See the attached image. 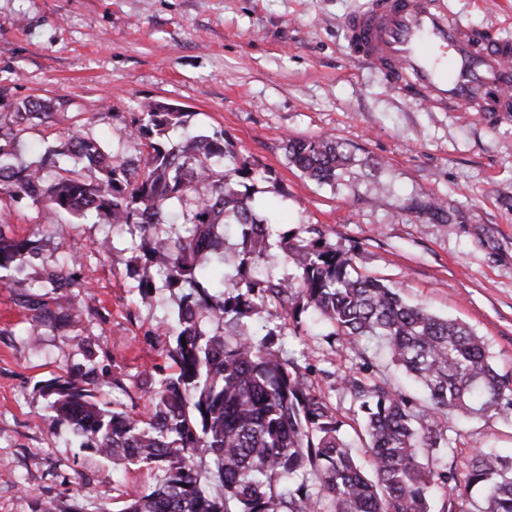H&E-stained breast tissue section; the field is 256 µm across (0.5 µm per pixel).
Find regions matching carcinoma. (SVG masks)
<instances>
[{"label": "carcinoma", "instance_id": "carcinoma-1", "mask_svg": "<svg viewBox=\"0 0 512 512\" xmlns=\"http://www.w3.org/2000/svg\"><path fill=\"white\" fill-rule=\"evenodd\" d=\"M157 105L143 102L128 117L116 114L144 147L135 161L76 132L47 147L34 167L11 163V146L40 115V100L24 104L12 125L0 127L1 194L53 213L93 215L115 230L138 226L139 293L147 298L159 283L180 292L166 329L176 336L166 352L171 370L147 374V412L100 407L85 378L44 386L53 421L69 426L80 448L162 472L153 486L126 493L120 512H472L475 487L484 495L478 512H512V455L478 450L460 466L442 425L450 414L512 415V373L497 370L485 339L406 301L380 279L352 276V257L327 243L320 229L298 237L259 216L250 191L238 189L255 171L242 164L217 172L235 161L224 130L174 148L170 141L186 125V113L177 107L159 112ZM288 154L319 181L335 179L350 161L345 146L327 137L292 139ZM67 159L87 161L94 181ZM223 224L239 228V249L231 256L217 233ZM272 236L297 265L291 280L252 274L270 258ZM30 251L29 240L0 223L1 287L26 280ZM230 261L237 278L226 284L215 267ZM77 267L46 272L40 287L80 286ZM260 312L289 320L297 333L314 317L337 350L363 357L357 370L340 376V385L357 409L367 465L353 456L345 422L308 367L283 354L274 329L259 337L248 330L247 320ZM373 339L386 345L394 367L425 388L426 401L397 387L366 357ZM198 461L212 464L221 492L207 489ZM438 490L445 495L435 511ZM40 512L81 508L49 500Z\"/></svg>", "mask_w": 512, "mask_h": 512}]
</instances>
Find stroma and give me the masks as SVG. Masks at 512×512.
<instances>
[{"mask_svg": "<svg viewBox=\"0 0 512 512\" xmlns=\"http://www.w3.org/2000/svg\"><path fill=\"white\" fill-rule=\"evenodd\" d=\"M459 21L512 39V0H445ZM368 0H0V126L23 102L48 109L16 143L35 163L74 130L138 155L116 113L160 100L187 112L191 135L221 129L239 161L263 172L250 188L260 213L285 229L317 225L356 273L401 288L410 302L483 336L512 372V118L439 112L392 91L360 64L347 24ZM327 136L350 161L330 182L288 162V142ZM36 245L26 288L0 287V512H40L50 499L83 512H120L125 493L151 484L147 466H123L80 448L53 424L48 381L95 370L108 410L148 407L145 372L166 364L176 297L142 299L129 270L137 239L97 218L52 217L29 200L0 198V219ZM107 249H100L101 241ZM78 259L86 281L67 289L79 319L28 334L25 302L43 270ZM276 326L290 354L344 421L349 394L337 376L357 362L334 352L320 327ZM458 460L482 449L512 453V421L450 416Z\"/></svg>", "mask_w": 512, "mask_h": 512, "instance_id": "obj_1", "label": "stroma"}]
</instances>
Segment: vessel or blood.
<instances>
[{
    "label": "vessel or blood",
    "instance_id": "b4317fda",
    "mask_svg": "<svg viewBox=\"0 0 512 512\" xmlns=\"http://www.w3.org/2000/svg\"><path fill=\"white\" fill-rule=\"evenodd\" d=\"M354 52L398 93L438 110L512 112V43L490 41L441 0H371L350 25Z\"/></svg>",
    "mask_w": 512,
    "mask_h": 512
}]
</instances>
